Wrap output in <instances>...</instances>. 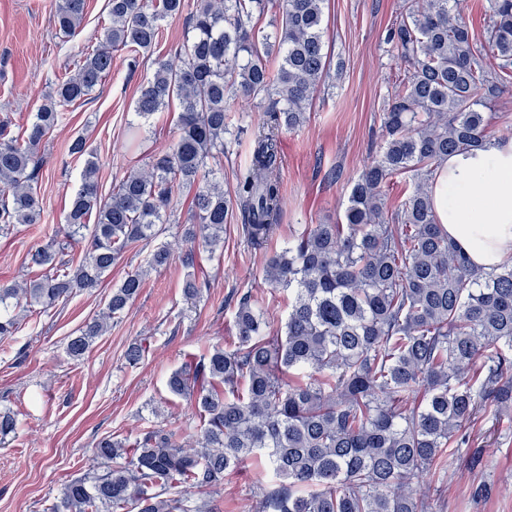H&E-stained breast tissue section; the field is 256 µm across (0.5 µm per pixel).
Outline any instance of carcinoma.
Wrapping results in <instances>:
<instances>
[{"instance_id":"carcinoma-1","label":"carcinoma","mask_w":512,"mask_h":512,"mask_svg":"<svg viewBox=\"0 0 512 512\" xmlns=\"http://www.w3.org/2000/svg\"><path fill=\"white\" fill-rule=\"evenodd\" d=\"M86 4L58 0L59 30L75 34ZM324 4L108 0L99 45L81 52L74 74L57 79L27 126L0 119V235L42 223L41 146L110 74L112 52L125 51L136 67L156 49L163 24L190 7L184 40L155 60L140 86L137 121L129 123L135 137L176 100L178 135L151 158L149 173H127L107 197L86 139L72 141L69 153L86 160L62 238L32 254L39 272L28 284L0 282V341L17 333L22 303L49 310L98 288L132 244L171 222L180 188L195 190L186 264L194 263L197 245L216 251L236 212L246 242L268 245L283 206L275 131L303 123L327 74ZM488 4L482 40L462 20L459 0H410L386 30L404 75L383 112L382 151L351 184L342 223L310 227L266 262L265 279L290 292L284 333L267 332L252 291L240 292L234 348L213 345L167 379L169 392L203 417L195 446L160 425L132 442L109 435L93 450L107 469L71 479L50 512H215L206 495L260 452L276 480L258 489L255 512H428L414 480L443 469L448 449L473 447L480 416L512 410V261L475 268L437 224L430 196L437 165L485 147V109L512 91V0ZM267 13L273 19L264 33L255 19ZM230 93L267 103L232 195L217 179L238 136ZM408 173L413 191L386 208L382 187ZM81 243L76 265L71 251ZM169 260L159 246L147 268L128 273L70 340L68 354L82 358L130 308L147 270ZM207 287L187 279L185 300L196 304ZM172 487L202 497L189 508L169 496Z\"/></svg>"}]
</instances>
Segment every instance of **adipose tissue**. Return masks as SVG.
<instances>
[{
	"instance_id": "obj_1",
	"label": "adipose tissue",
	"mask_w": 512,
	"mask_h": 512,
	"mask_svg": "<svg viewBox=\"0 0 512 512\" xmlns=\"http://www.w3.org/2000/svg\"><path fill=\"white\" fill-rule=\"evenodd\" d=\"M431 195L437 223L476 267L512 258V138L449 155L434 172Z\"/></svg>"
}]
</instances>
